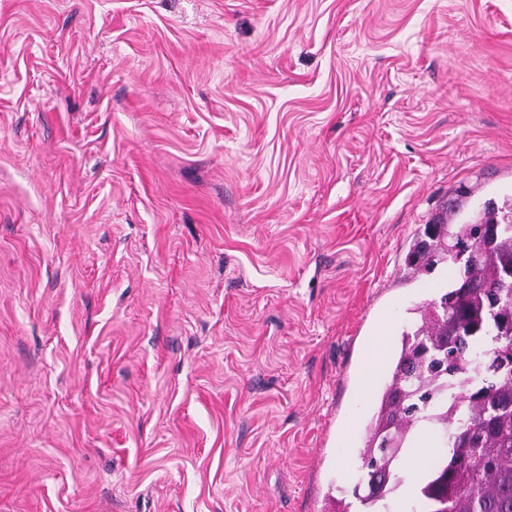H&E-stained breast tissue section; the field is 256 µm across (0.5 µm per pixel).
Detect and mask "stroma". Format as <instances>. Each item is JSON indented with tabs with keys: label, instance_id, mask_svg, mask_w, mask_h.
I'll return each mask as SVG.
<instances>
[{
	"label": "stroma",
	"instance_id": "obj_1",
	"mask_svg": "<svg viewBox=\"0 0 512 512\" xmlns=\"http://www.w3.org/2000/svg\"><path fill=\"white\" fill-rule=\"evenodd\" d=\"M511 195L512 0H0V512H355L409 246Z\"/></svg>",
	"mask_w": 512,
	"mask_h": 512
}]
</instances>
